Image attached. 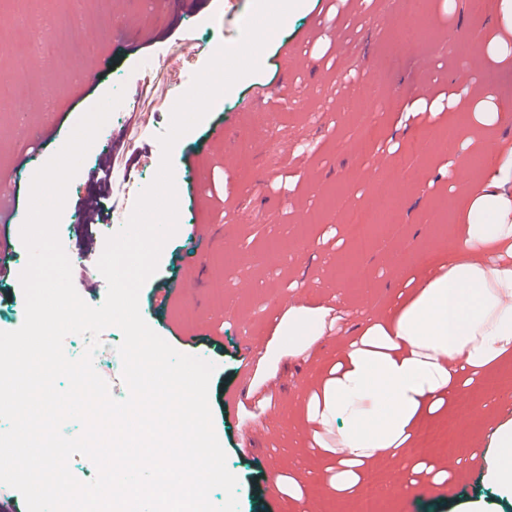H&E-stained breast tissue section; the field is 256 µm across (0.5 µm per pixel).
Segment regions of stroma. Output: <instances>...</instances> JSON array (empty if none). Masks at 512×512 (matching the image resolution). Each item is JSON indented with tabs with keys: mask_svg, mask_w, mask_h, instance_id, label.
<instances>
[{
	"mask_svg": "<svg viewBox=\"0 0 512 512\" xmlns=\"http://www.w3.org/2000/svg\"><path fill=\"white\" fill-rule=\"evenodd\" d=\"M470 2L303 0L288 24L271 34L260 71L235 83L172 149L174 172L181 178L179 228L161 251L156 275L170 284L195 280L198 290L175 294L158 309L148 281L139 305L151 328L172 347L216 366L209 403L227 467L239 479V512H257L277 492L278 443L288 437L281 412L308 370L285 358L273 368L260 365L244 340L267 346L272 320L290 298L328 304L338 292L354 309L382 306L394 287L393 271L379 268L382 255L410 254L452 232L446 207L456 204L480 169L474 160L460 162L442 149L459 137L466 114L459 111L430 126L405 120L404 106L417 91L447 101L462 75L482 84L476 49L494 18L488 11L474 13ZM139 8L140 0H112V36L101 40L98 58L84 64L83 77L75 76L65 46L47 47L52 65L34 63L28 69L31 77L45 81L46 95L32 101L25 114L16 112L14 92L0 89V183L18 190L12 223L0 225V239L9 240L13 249L10 271L0 277V331L20 327L25 313L20 274L28 253L21 226L31 170L19 165V157L32 153L36 165H43L67 140L81 113L105 94L123 90L112 116L128 129L130 141L114 142L105 134L94 142L72 180L59 222L70 262L84 254L99 259L106 238L123 228L139 192L156 175L161 161L157 137L169 124L171 103L189 89L208 53L238 41L252 0H224L220 18L201 0H185L162 29L148 17L135 29L120 24L122 15ZM405 18L422 31L413 48L396 38ZM188 38L206 48V55L178 73L157 66L142 69L144 58L180 50ZM367 72L376 77L368 87L360 80ZM261 90L291 93V110L272 119L266 111L249 109ZM23 121L37 132V140L18 136ZM370 124L377 136L366 149L361 139ZM219 127L224 130L220 138L215 135ZM232 145L237 164L228 169L224 150ZM384 146L395 148V155L382 158ZM127 167L133 168L135 181L120 195L114 184ZM258 168L267 173L261 186L252 179ZM380 197L397 198L398 206L366 244H359L346 217ZM230 204L243 210L244 223L225 222ZM105 212L110 215L106 222L101 219ZM192 224L213 225L215 238L200 261L186 263L185 229ZM333 231L344 240V249L328 240ZM274 243L283 261L270 254ZM228 252L247 254L249 261L212 280L210 267L223 265ZM364 273L373 277L374 289L361 288ZM330 280L337 289L327 288ZM122 339L120 329H104L94 355L96 371L118 399L128 394L116 352ZM249 425L263 427L266 437L246 451L240 431ZM479 498L493 512H512V501L487 486L476 467L434 500L412 495L397 503L383 501L382 507L383 512H460L464 503Z\"/></svg>",
	"mask_w": 512,
	"mask_h": 512,
	"instance_id": "stroma-1",
	"label": "stroma"
}]
</instances>
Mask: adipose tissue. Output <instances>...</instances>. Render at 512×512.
I'll return each instance as SVG.
<instances>
[{"mask_svg": "<svg viewBox=\"0 0 512 512\" xmlns=\"http://www.w3.org/2000/svg\"><path fill=\"white\" fill-rule=\"evenodd\" d=\"M493 15L480 50L492 83L512 75V0H493ZM462 106L464 144L512 123L493 92H450L449 111ZM454 224L447 245L383 257L398 273L395 290L384 306L363 310L354 332L341 303H292L277 314L270 356L313 365L286 409L304 458L282 481L296 512H306L318 486L336 506L357 502L383 464L397 471L396 498L453 485L475 463L484 479L512 492V414L497 412L494 385L512 364V147L494 149ZM477 395L486 400L484 436L459 455L418 454L424 430Z\"/></svg>", "mask_w": 512, "mask_h": 512, "instance_id": "1", "label": "adipose tissue"}]
</instances>
